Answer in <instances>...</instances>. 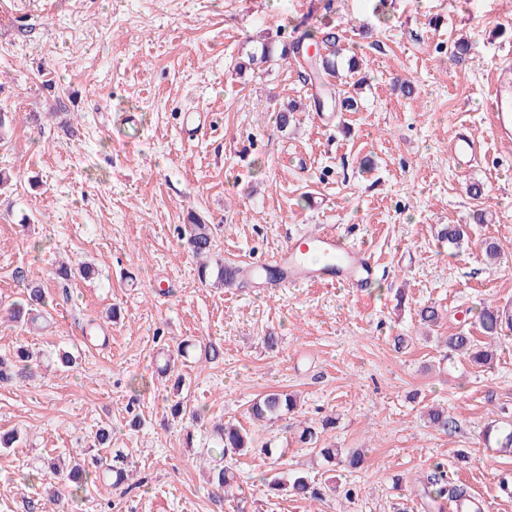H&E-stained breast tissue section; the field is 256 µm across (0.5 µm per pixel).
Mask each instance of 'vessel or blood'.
<instances>
[{"instance_id": "obj_1", "label": "vessel or blood", "mask_w": 512, "mask_h": 512, "mask_svg": "<svg viewBox=\"0 0 512 512\" xmlns=\"http://www.w3.org/2000/svg\"><path fill=\"white\" fill-rule=\"evenodd\" d=\"M489 108L498 138L511 140V64H500L493 70ZM481 153V142L464 131L448 138V155L460 170H469ZM371 271L372 255L366 247L346 244L336 233L323 231L289 242L272 260L250 263L243 267L242 277L276 292L303 283H339L357 288L369 280Z\"/></svg>"}]
</instances>
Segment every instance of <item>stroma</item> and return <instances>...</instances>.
Here are the masks:
<instances>
[{
    "instance_id": "obj_1",
    "label": "stroma",
    "mask_w": 512,
    "mask_h": 512,
    "mask_svg": "<svg viewBox=\"0 0 512 512\" xmlns=\"http://www.w3.org/2000/svg\"><path fill=\"white\" fill-rule=\"evenodd\" d=\"M300 23L330 26L356 55L363 82L341 88L356 109L318 111L320 88L294 59L239 70L259 43L278 53ZM461 40L459 63L450 50ZM511 55L512 0H9L0 112L16 120L0 140L11 175L0 190V360L24 346L44 364L26 382H0V432L21 437L0 448V512H25L45 463L117 448L128 484L80 495L72 512H237L207 482L218 422L284 451L225 458L247 512H426L418 479L437 460L487 512H512L501 489L512 454L482 438L512 417V337L488 367L444 344L478 336L484 307L512 309V144L495 137L486 101ZM197 111L209 124L191 139L182 120ZM128 114L139 120L132 140L118 134ZM461 127L485 146L466 172L448 156ZM192 215L213 227L212 262L242 267L303 231L332 230L370 248L373 281L275 294L202 284L180 237ZM444 224L468 225V241H439ZM488 238L500 245L492 261ZM84 262L94 278L55 275ZM31 280L47 291L39 331L5 316ZM425 305L438 325L420 324ZM183 341L190 357L164 371ZM208 344L218 358L201 355ZM272 391L294 394L295 412L252 420ZM178 400L188 414L176 419ZM432 406L456 428L433 427ZM328 417L318 443L299 442L302 423ZM323 447L364 449V464L327 463ZM276 473L338 488L317 501L277 496L264 484Z\"/></svg>"
}]
</instances>
